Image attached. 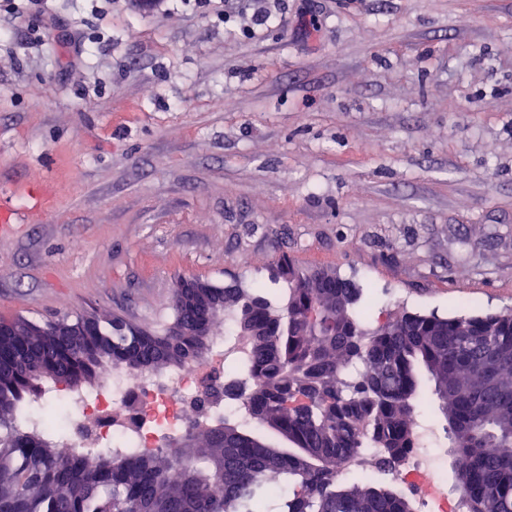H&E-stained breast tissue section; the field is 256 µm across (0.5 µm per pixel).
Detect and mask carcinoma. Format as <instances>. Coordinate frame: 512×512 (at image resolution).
Returning a JSON list of instances; mask_svg holds the SVG:
<instances>
[{
  "label": "carcinoma",
  "mask_w": 512,
  "mask_h": 512,
  "mask_svg": "<svg viewBox=\"0 0 512 512\" xmlns=\"http://www.w3.org/2000/svg\"><path fill=\"white\" fill-rule=\"evenodd\" d=\"M272 280L284 288L231 282L206 293L204 312L173 304L182 333L151 334L116 319L75 344L44 323L0 331V512H413L390 483L347 485L336 475L364 448H378L389 474L409 448L426 371L448 422L464 512H512V313L405 312L368 319L363 289L332 270L304 268L286 256ZM212 328L231 319L253 332L247 356L229 372L260 378L224 385L245 415L171 437L157 448L87 456L60 447L53 427L26 431L31 397L46 382L89 383L105 365L134 370L202 357ZM260 425L284 440L264 442Z\"/></svg>",
  "instance_id": "cac0c4a2"
}]
</instances>
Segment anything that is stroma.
Returning a JSON list of instances; mask_svg holds the SVG:
<instances>
[{
  "instance_id": "stroma-1",
  "label": "stroma",
  "mask_w": 512,
  "mask_h": 512,
  "mask_svg": "<svg viewBox=\"0 0 512 512\" xmlns=\"http://www.w3.org/2000/svg\"><path fill=\"white\" fill-rule=\"evenodd\" d=\"M49 8L0 0V320L160 331L179 277L282 255L377 313L512 310V0Z\"/></svg>"
}]
</instances>
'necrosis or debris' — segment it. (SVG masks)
Returning <instances> with one entry per match:
<instances>
[{"label": "necrosis or debris", "mask_w": 512, "mask_h": 512, "mask_svg": "<svg viewBox=\"0 0 512 512\" xmlns=\"http://www.w3.org/2000/svg\"><path fill=\"white\" fill-rule=\"evenodd\" d=\"M229 326L214 332L210 353L176 369L131 371L112 367L98 383L76 391L43 388L34 410L62 408L65 447L154 448L164 436L212 424L207 401L213 385L223 384L229 362L247 349L231 341ZM442 436L431 423H418L412 447L396 471L417 502L419 512H461V498L448 488V468L464 469L465 459L449 462Z\"/></svg>", "instance_id": "1"}]
</instances>
